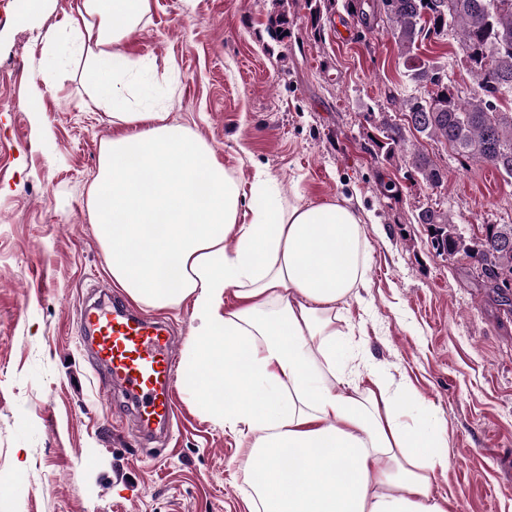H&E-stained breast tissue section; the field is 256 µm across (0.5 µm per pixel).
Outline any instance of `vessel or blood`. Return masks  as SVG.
Here are the masks:
<instances>
[{"mask_svg":"<svg viewBox=\"0 0 512 512\" xmlns=\"http://www.w3.org/2000/svg\"><path fill=\"white\" fill-rule=\"evenodd\" d=\"M81 339L135 401L138 430L170 424L177 405L173 392L176 341L164 326L112 297L79 312Z\"/></svg>","mask_w":512,"mask_h":512,"instance_id":"b4317fda","label":"vessel or blood"}]
</instances>
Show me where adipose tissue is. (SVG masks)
Here are the masks:
<instances>
[{"label": "adipose tissue", "instance_id": "ef3b65f1", "mask_svg": "<svg viewBox=\"0 0 512 512\" xmlns=\"http://www.w3.org/2000/svg\"><path fill=\"white\" fill-rule=\"evenodd\" d=\"M150 10L81 0L27 100L40 111L42 83L74 59L112 120L87 207L113 283L149 308L190 302L180 382L243 448L255 512H448L435 410L344 349L371 260L363 216L284 198L263 170L245 197L197 133L147 104L144 65L121 46Z\"/></svg>", "mask_w": 512, "mask_h": 512}]
</instances>
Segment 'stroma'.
<instances>
[{
	"mask_svg": "<svg viewBox=\"0 0 512 512\" xmlns=\"http://www.w3.org/2000/svg\"><path fill=\"white\" fill-rule=\"evenodd\" d=\"M78 0H44L26 23L0 0V512H249L242 450L177 390L169 447L153 453L122 424L77 335L87 297L112 282L87 212L112 122L75 67L25 106L48 36ZM270 0H151L121 46L149 63L153 101L190 127L251 192L258 170L305 203L346 201L372 244L368 288L350 301L351 353L406 380L438 414L448 440L441 490L451 512H512V313L469 258L438 256L418 208L437 205L465 232L512 224V179L460 163L418 139L448 175L410 184L404 162L369 151V111L401 116L390 93L426 96L409 81L386 23L339 39L342 4L312 28L291 0L290 36L267 33ZM421 59L462 93L477 81L456 32L423 40ZM394 185L385 195V185Z\"/></svg>",
	"mask_w": 512,
	"mask_h": 512,
	"instance_id": "obj_1",
	"label": "stroma"
}]
</instances>
